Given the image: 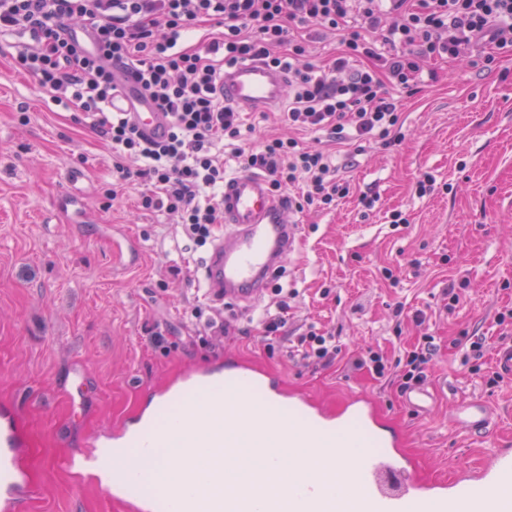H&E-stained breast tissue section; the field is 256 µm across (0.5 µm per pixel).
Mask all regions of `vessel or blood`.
Listing matches in <instances>:
<instances>
[{"label":"vessel or blood","mask_w":512,"mask_h":512,"mask_svg":"<svg viewBox=\"0 0 512 512\" xmlns=\"http://www.w3.org/2000/svg\"><path fill=\"white\" fill-rule=\"evenodd\" d=\"M288 88V73L260 61L225 67L218 93L235 109L269 108ZM112 111L127 113L155 140L165 139V116L144 97L134 77L120 74ZM224 230L215 240L204 280L218 301L247 311L301 237L290 196L274 193L267 178L242 171L224 180ZM460 429L483 432L492 424L484 402L463 408ZM137 431L126 424L93 438L68 458L66 471L78 485L105 491L122 512H512V448L489 449L483 463L453 478L426 483L402 449L404 436L381 437L387 460L367 449L365 434L382 427L377 404L364 395L332 406L306 392L273 384L253 365L230 362L225 371L190 368L141 410ZM176 445L183 454L181 493H172L159 473L151 493L138 497V474L156 449ZM347 445L350 463L305 474L289 488L268 484L262 498L246 484L271 468L273 449L301 448L307 457H339ZM26 439L11 406L0 407V512H21L39 493L22 463ZM349 483L352 494L327 492L328 483Z\"/></svg>","instance_id":"vessel-or-blood-1"}]
</instances>
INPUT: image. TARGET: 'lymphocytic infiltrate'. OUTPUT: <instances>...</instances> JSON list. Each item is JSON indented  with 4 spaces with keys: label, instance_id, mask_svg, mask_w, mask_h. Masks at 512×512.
<instances>
[{
    "label": "lymphocytic infiltrate",
    "instance_id": "f902f5d3",
    "mask_svg": "<svg viewBox=\"0 0 512 512\" xmlns=\"http://www.w3.org/2000/svg\"><path fill=\"white\" fill-rule=\"evenodd\" d=\"M0 0V30L32 33L37 43L20 50L18 68L36 73L41 88L60 105L94 117L112 145V177L124 185L141 178L139 204L177 217L184 235L205 245L221 223L224 156L242 169L267 174L274 191L300 186L297 209H329L348 195L331 156L302 147L299 131L399 140L400 105L390 90L416 86L425 63L468 59L485 42V64L512 57V0ZM94 33L100 55L84 54L69 36L71 20ZM217 23L220 36L205 50L191 47L196 29ZM342 31L341 48L328 65L307 60L297 26ZM395 47L386 56L380 44ZM259 59L290 73L288 136L255 144L239 112L216 93L224 66ZM128 64L142 90L170 121L163 140H152L121 112L108 108L116 89L112 65ZM287 300L258 323L264 340L286 345L290 356L326 368L342 360L335 332L308 326L289 335ZM438 346L422 341L403 358L388 361L366 350L354 361L378 379L406 391L427 377Z\"/></svg>",
    "mask_w": 512,
    "mask_h": 512
}]
</instances>
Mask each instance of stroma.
Instances as JSON below:
<instances>
[{
	"label": "stroma",
	"instance_id": "obj_1",
	"mask_svg": "<svg viewBox=\"0 0 512 512\" xmlns=\"http://www.w3.org/2000/svg\"><path fill=\"white\" fill-rule=\"evenodd\" d=\"M28 42L0 34V402L16 411L30 444L26 464L40 492L26 512H117L108 496L70 484L65 459L115 421L134 418L183 369L228 357L335 403L373 398L428 482L475 468L488 448L512 442V386H489L474 372L493 367L495 347L512 342V323L498 321L512 310V61L430 62L435 77L397 92L405 138L394 146L299 133L303 146L331 153L350 193L329 210L297 213L300 245L270 292L256 310L225 308L234 329L207 346L194 339L187 311L203 285L207 248L188 241L170 215L138 208L141 179L113 190L110 143L79 112L54 103L36 75L16 68ZM423 172L437 185L422 197L415 182ZM364 193L376 197L373 208L360 204ZM395 210L405 223L391 224ZM182 264L187 272L173 277L170 267ZM277 286L298 292L289 328L335 329L349 354L371 347L394 359L434 337L432 410H413L366 371L314 369L268 350L257 317L274 309ZM451 287L460 301L448 310ZM473 331L483 338L476 362L460 345ZM157 334L166 338L159 347L150 342ZM475 399L494 413L480 436L452 419Z\"/></svg>",
	"mask_w": 512,
	"mask_h": 512
}]
</instances>
